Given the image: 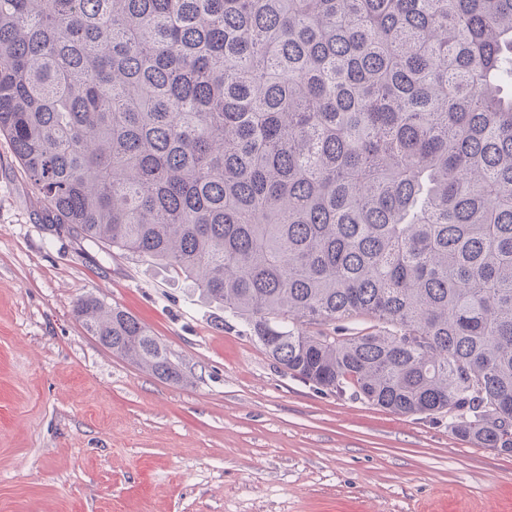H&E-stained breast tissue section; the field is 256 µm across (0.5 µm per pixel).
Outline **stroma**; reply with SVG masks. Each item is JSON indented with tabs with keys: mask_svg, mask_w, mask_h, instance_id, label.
<instances>
[{
	"mask_svg": "<svg viewBox=\"0 0 512 512\" xmlns=\"http://www.w3.org/2000/svg\"><path fill=\"white\" fill-rule=\"evenodd\" d=\"M42 208L0 136V512H512V456L292 377L190 280ZM88 294L179 379L91 336ZM77 318L102 345L155 375L179 379L166 347L135 317L93 295L80 298L74 307Z\"/></svg>",
	"mask_w": 512,
	"mask_h": 512,
	"instance_id": "stroma-1",
	"label": "stroma"
}]
</instances>
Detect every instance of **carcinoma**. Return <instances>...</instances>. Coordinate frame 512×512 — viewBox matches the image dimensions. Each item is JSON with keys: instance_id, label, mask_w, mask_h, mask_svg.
Listing matches in <instances>:
<instances>
[{"instance_id": "carcinoma-1", "label": "carcinoma", "mask_w": 512, "mask_h": 512, "mask_svg": "<svg viewBox=\"0 0 512 512\" xmlns=\"http://www.w3.org/2000/svg\"><path fill=\"white\" fill-rule=\"evenodd\" d=\"M512 0H0V135L290 375L512 453ZM102 345L177 380L93 295Z\"/></svg>"}]
</instances>
